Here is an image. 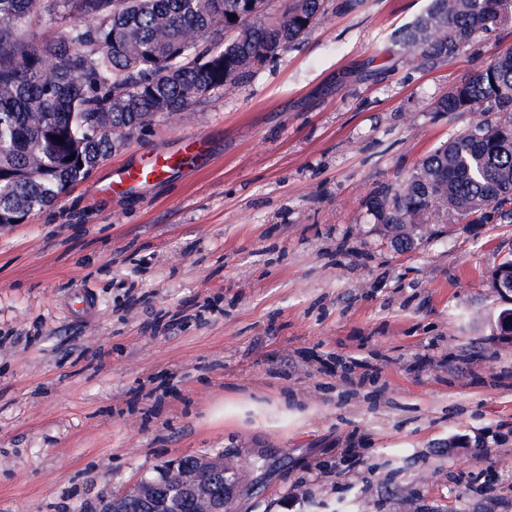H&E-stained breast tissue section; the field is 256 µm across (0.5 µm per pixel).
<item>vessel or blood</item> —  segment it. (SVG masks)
<instances>
[{
	"instance_id": "1",
	"label": "vessel or blood",
	"mask_w": 512,
	"mask_h": 512,
	"mask_svg": "<svg viewBox=\"0 0 512 512\" xmlns=\"http://www.w3.org/2000/svg\"><path fill=\"white\" fill-rule=\"evenodd\" d=\"M200 144V138L188 137L175 151L148 153L138 165L114 168L108 187L115 193H128L165 179L171 171L191 165Z\"/></svg>"
}]
</instances>
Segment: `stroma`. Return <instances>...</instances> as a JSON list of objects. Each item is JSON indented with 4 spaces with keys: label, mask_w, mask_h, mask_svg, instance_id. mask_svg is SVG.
<instances>
[{
    "label": "stroma",
    "mask_w": 512,
    "mask_h": 512,
    "mask_svg": "<svg viewBox=\"0 0 512 512\" xmlns=\"http://www.w3.org/2000/svg\"><path fill=\"white\" fill-rule=\"evenodd\" d=\"M428 0H335L300 44L0 229V512H98L171 461L239 466L230 512H512V224L397 250L367 207L463 128L433 112L512 35L419 67ZM202 137L128 194L113 168ZM468 452L449 456L448 445ZM512 273V252L504 255L502 261L498 264L496 268H494L490 274L488 275V286L489 288H494V290L503 298L509 297V300L512 301V292L508 293V289L512 290V287L509 286V281L506 277H511ZM502 275L500 280H497V276ZM497 284L501 285L502 288H505L507 295L500 292L497 288ZM504 299V298H503Z\"/></svg>",
    "instance_id": "stroma-1"
}]
</instances>
